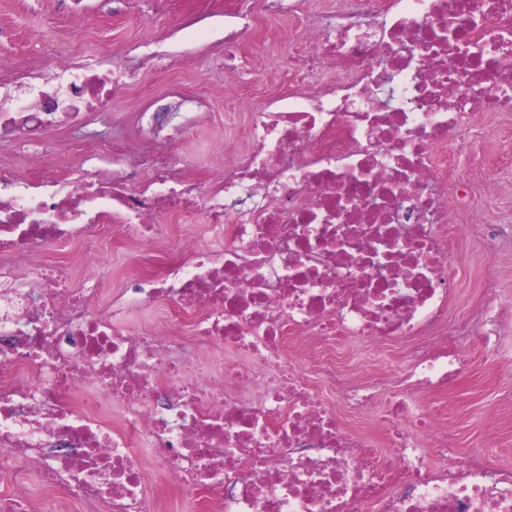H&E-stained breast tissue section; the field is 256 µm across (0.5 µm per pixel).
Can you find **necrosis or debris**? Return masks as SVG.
Instances as JSON below:
<instances>
[{"mask_svg":"<svg viewBox=\"0 0 512 512\" xmlns=\"http://www.w3.org/2000/svg\"><path fill=\"white\" fill-rule=\"evenodd\" d=\"M266 7L317 17L320 35L299 44L292 83L249 114L243 149L205 180L182 177L170 152L120 157L116 172L65 190L0 170V470L16 487L0 512H33L31 472L43 512H160L143 490L162 483L210 512H512V464L485 461L499 438L450 455L435 403L463 376L460 337L512 371L496 338L507 310L448 318L449 264L470 235L448 179L488 121L512 113V0ZM233 16L228 85L255 21L247 0ZM58 69L70 100L30 85L0 109V141H40L83 120L85 98L129 82L119 63ZM199 213L213 245L172 238L168 218ZM112 224L128 243L172 244L126 303L168 301L188 332L95 308L94 243ZM78 237L82 268L45 260ZM347 339L399 350L410 367L359 378L333 357Z\"/></svg>","mask_w":512,"mask_h":512,"instance_id":"necrosis-or-debris-1","label":"necrosis or debris"}]
</instances>
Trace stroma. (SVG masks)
I'll use <instances>...</instances> for the list:
<instances>
[{"label": "stroma", "mask_w": 512, "mask_h": 512, "mask_svg": "<svg viewBox=\"0 0 512 512\" xmlns=\"http://www.w3.org/2000/svg\"><path fill=\"white\" fill-rule=\"evenodd\" d=\"M225 0H83L81 15H73L68 0H0V71H24L50 84L60 74L44 61L47 51L62 55L71 65L96 58L108 65L122 59L134 77L117 98L95 107L81 127L49 130L36 144L0 143V167L26 170L29 158L57 156L64 174L97 172L107 166L104 146L113 152H160L166 147L157 127L177 133L178 147L189 174L205 178L224 161L227 150L239 147L250 112L262 108L292 78L288 58L296 37L317 31L315 19L291 22L269 20L263 0H253L265 59L243 76L233 91L218 79L223 66L214 47L224 40ZM153 42L159 53L155 64L140 67L132 50ZM181 58V67L169 65ZM500 190L489 197L483 191L463 201L473 225V239L456 254L461 276L450 299L451 317L480 316L486 304L481 291L486 273H494V300L512 308V166L501 172ZM504 228L495 257L485 251L488 221ZM145 246L124 249L102 247L99 261L101 288L120 294L133 288L134 274ZM465 383L449 392L444 403L448 432L456 450L466 454L481 447L488 431H497L501 448L490 453V464L512 462V417L503 415L512 405V374L502 370L476 345L461 349Z\"/></svg>", "instance_id": "1"}]
</instances>
